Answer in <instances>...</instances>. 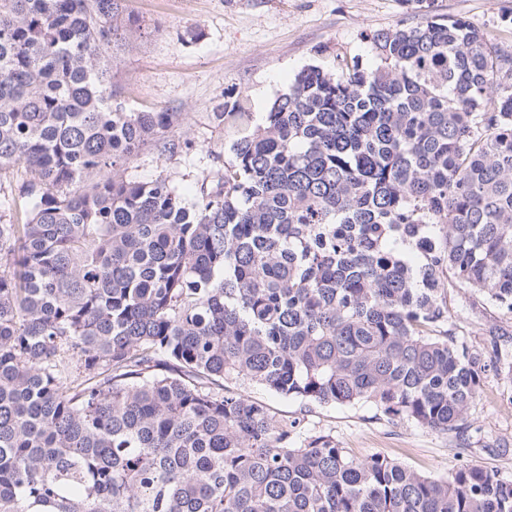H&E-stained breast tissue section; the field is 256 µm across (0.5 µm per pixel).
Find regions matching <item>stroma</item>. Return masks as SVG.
<instances>
[{"label": "stroma", "mask_w": 512, "mask_h": 512, "mask_svg": "<svg viewBox=\"0 0 512 512\" xmlns=\"http://www.w3.org/2000/svg\"><path fill=\"white\" fill-rule=\"evenodd\" d=\"M123 6L130 23L111 52L119 101L130 112L178 113L174 135L198 145L173 157L144 148L125 175L170 178L189 199L203 175L231 155L234 134L219 116L225 103H243L254 124H262L274 98L303 68H327L340 56L372 68L367 35L411 16L406 0H124ZM434 10L466 20L512 50V0H434ZM448 309L467 318L474 347L483 346L492 322L512 340V320L469 290L453 292ZM240 390L266 402L277 417L302 418L306 432L333 435L358 458L382 453L436 476L468 461L512 478V373L487 377L462 441L388 420L369 402L307 406L252 384Z\"/></svg>", "instance_id": "obj_1"}]
</instances>
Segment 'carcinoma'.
Returning a JSON list of instances; mask_svg holds the SVG:
<instances>
[{
    "mask_svg": "<svg viewBox=\"0 0 512 512\" xmlns=\"http://www.w3.org/2000/svg\"><path fill=\"white\" fill-rule=\"evenodd\" d=\"M123 0H0V512H512V479L446 477L301 437L239 383L370 402L462 438L489 372L448 316L512 317V51L416 4L376 66L300 71L264 123L225 105L224 170L192 200L133 181L174 112L113 104ZM30 177L20 171L5 170L0 175V224L16 221L19 209L30 199L20 196V186ZM448 309L452 316L462 314L467 318L471 336H466V339L470 345L475 348L482 347L490 339L486 332L489 323L495 322L500 328L499 332L506 335L502 338L508 340L509 348H512V320L502 318L497 309L483 304L469 290L454 291L448 300Z\"/></svg>",
    "mask_w": 512,
    "mask_h": 512,
    "instance_id": "obj_1",
    "label": "carcinoma"
}]
</instances>
